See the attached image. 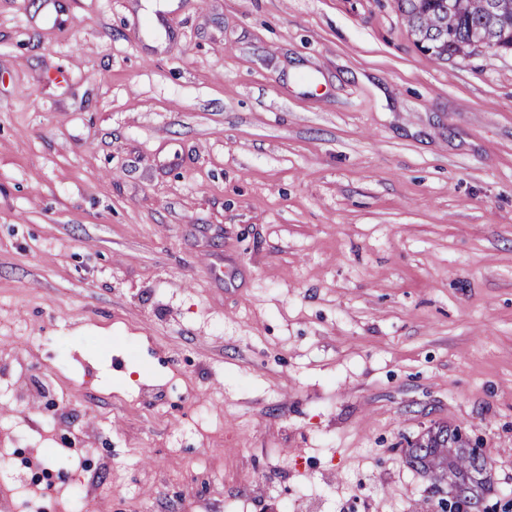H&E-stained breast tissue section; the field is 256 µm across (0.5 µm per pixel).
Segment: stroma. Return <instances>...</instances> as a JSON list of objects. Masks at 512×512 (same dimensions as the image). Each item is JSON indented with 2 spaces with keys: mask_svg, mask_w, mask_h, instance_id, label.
<instances>
[{
  "mask_svg": "<svg viewBox=\"0 0 512 512\" xmlns=\"http://www.w3.org/2000/svg\"><path fill=\"white\" fill-rule=\"evenodd\" d=\"M512 501V52L395 0H0V512ZM407 462L423 474L448 483V493L465 487L471 496L483 499L491 480V466L479 441L461 426L438 424L408 442Z\"/></svg>",
  "mask_w": 512,
  "mask_h": 512,
  "instance_id": "stroma-1",
  "label": "stroma"
}]
</instances>
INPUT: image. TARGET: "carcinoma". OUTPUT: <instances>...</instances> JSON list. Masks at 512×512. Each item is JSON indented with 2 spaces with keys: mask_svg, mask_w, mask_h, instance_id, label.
<instances>
[{
  "mask_svg": "<svg viewBox=\"0 0 512 512\" xmlns=\"http://www.w3.org/2000/svg\"><path fill=\"white\" fill-rule=\"evenodd\" d=\"M415 42L448 59L479 47L512 50V0H396ZM407 462L420 472L466 488L481 499L491 466L479 441L460 426L435 425L407 444Z\"/></svg>",
  "mask_w": 512,
  "mask_h": 512,
  "instance_id": "obj_1",
  "label": "carcinoma"
}]
</instances>
